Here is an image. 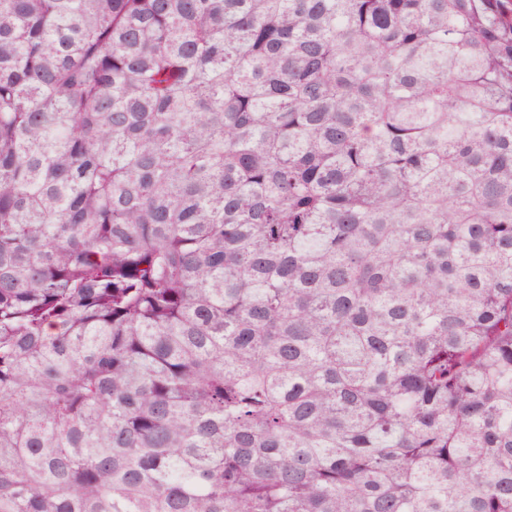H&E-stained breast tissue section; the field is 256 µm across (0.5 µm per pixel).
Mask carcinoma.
Instances as JSON below:
<instances>
[{
    "mask_svg": "<svg viewBox=\"0 0 512 512\" xmlns=\"http://www.w3.org/2000/svg\"><path fill=\"white\" fill-rule=\"evenodd\" d=\"M0 512H512V0H0Z\"/></svg>",
    "mask_w": 512,
    "mask_h": 512,
    "instance_id": "carcinoma-1",
    "label": "carcinoma"
}]
</instances>
